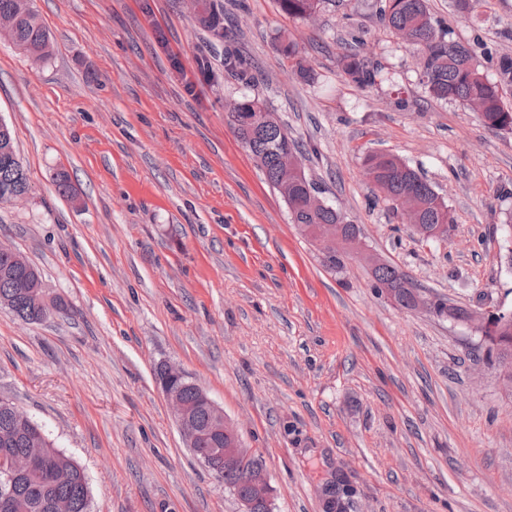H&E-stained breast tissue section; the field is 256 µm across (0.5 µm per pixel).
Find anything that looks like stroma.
<instances>
[{"mask_svg":"<svg viewBox=\"0 0 512 512\" xmlns=\"http://www.w3.org/2000/svg\"><path fill=\"white\" fill-rule=\"evenodd\" d=\"M372 3L327 0L312 19L235 0L218 37L187 0H33L51 56L0 42V119L31 186L0 207V241L68 306L36 323L0 308V399L83 467L92 512H239L186 447L162 364L238 427L275 512H323L340 473L360 512H512V392L480 332L393 307L358 259L328 271L226 117V101L259 96L370 249L428 293L512 311V133L433 98L416 48ZM427 8L458 39L512 54V0H477L467 19L451 0ZM349 46L389 81L345 80ZM228 49L251 58L254 82L198 74L199 55ZM374 151L425 175L454 218L447 237L420 241L375 199L361 173ZM61 168L75 199L57 191Z\"/></svg>","mask_w":512,"mask_h":512,"instance_id":"obj_1","label":"stroma"}]
</instances>
